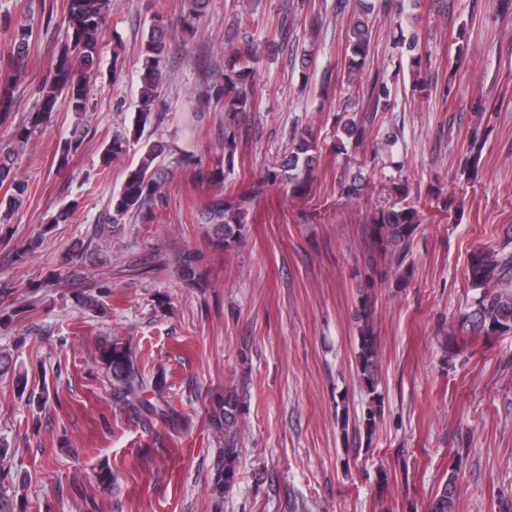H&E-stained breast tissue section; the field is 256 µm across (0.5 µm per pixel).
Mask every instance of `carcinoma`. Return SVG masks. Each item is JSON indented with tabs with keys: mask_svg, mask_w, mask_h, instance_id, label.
Returning a JSON list of instances; mask_svg holds the SVG:
<instances>
[{
	"mask_svg": "<svg viewBox=\"0 0 512 512\" xmlns=\"http://www.w3.org/2000/svg\"><path fill=\"white\" fill-rule=\"evenodd\" d=\"M354 22L349 29L348 40L340 60L342 79L353 87L360 85L363 70L371 53L372 32L376 23L372 5L366 0H354ZM209 0H186L176 22L168 20L160 4H153L147 32L140 42L141 84L138 89L137 112L128 133L112 139L104 148L100 167L108 169L112 161L138 147V161L128 169L120 190L112 195L108 204L107 221L119 224H152L166 209L167 187L175 176L172 169H162L158 159L166 152V144L159 140L143 139L146 128L159 126L168 111L162 97L163 68L169 54L170 27L177 26L192 41L199 31L201 19ZM112 15V0H66L64 8L65 39L53 55L50 67L38 86V98L34 109L27 113L11 130V141L0 146V224H9L15 214L30 198L26 181L16 177L14 162L17 147L28 141L35 130L46 123L59 102L79 119L67 138L61 143L58 165L64 167L71 154L82 146L88 125L81 122L90 111V76L100 61L103 49L104 29ZM53 0H26L20 15L13 19L4 15V24L12 26L10 45L0 50V125L15 107V91L25 78L32 48L39 31L49 30L55 24ZM288 17H283L277 32L280 40L259 46L241 29L255 23L253 14L236 13L224 31L223 79L214 80L208 71L201 74L196 103L204 106L216 103L224 112V156L209 167L197 166L193 155L186 152L182 165L191 169L201 184L208 185L212 194L200 210L204 223L210 225L213 244L228 249L239 243L246 224L248 197L238 200L224 198L225 172L234 169L239 144V131L245 119L255 111L259 96L258 64L265 52L274 53L284 47L288 38ZM412 75V92L428 97L436 85L426 68L431 55L420 49L418 39L413 38L406 46ZM373 111L386 109L391 97L388 83L380 76L372 77L366 85ZM317 148L314 132L305 126L294 133L289 143L288 155L280 162L265 168L262 178L269 185H288L299 191L313 178L314 155ZM484 143L471 136L464 169L473 172L477 168ZM420 224L419 212L413 206H389L375 210L369 224L365 225V237L371 247L368 267L388 280V271L378 268V260L390 259L401 265L409 251L411 240ZM200 255L195 251L182 254L179 263L181 279L188 285H196L201 279ZM468 288L473 291L471 300L459 316L464 327H470L476 335H495L512 330V235L506 236L496 248L477 252L468 267ZM357 308L359 336L356 347V370L362 383L372 395L363 416L367 435L376 429L379 417L380 394L377 392L378 341L372 324L371 293L360 294ZM97 362L112 380V401L128 417L143 423L154 419L178 422L183 418L169 404L164 395L166 379L163 373L150 378L140 364L138 351L131 342L114 337L98 350ZM246 401L236 389H226L216 397L208 411V425L224 437L213 477V490L219 494L234 485L238 479V462L241 453L239 434L245 420ZM461 487L458 473L451 469L432 495L427 512H458Z\"/></svg>",
	"mask_w": 512,
	"mask_h": 512,
	"instance_id": "cac0c4a2",
	"label": "carcinoma"
}]
</instances>
